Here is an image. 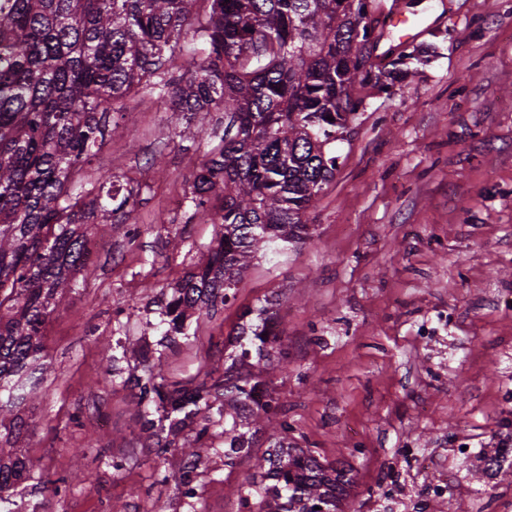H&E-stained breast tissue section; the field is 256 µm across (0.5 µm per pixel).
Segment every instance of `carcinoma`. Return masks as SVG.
Listing matches in <instances>:
<instances>
[{
    "label": "carcinoma",
    "instance_id": "obj_1",
    "mask_svg": "<svg viewBox=\"0 0 512 512\" xmlns=\"http://www.w3.org/2000/svg\"><path fill=\"white\" fill-rule=\"evenodd\" d=\"M0 0V428L40 384L42 329L85 265L90 226L124 224L140 187L86 166L112 140L134 90L166 105L171 125L216 119L224 128L194 174V214L220 226L207 263L172 288L163 339L217 310L260 251L310 237L307 214L338 169L336 142L358 110L355 86L387 91L430 58L414 46L372 74L380 34L364 0ZM182 61L183 74L172 69ZM332 120H327V117ZM273 302L245 308L224 374L169 381L157 363L121 384L139 396L135 440L158 458L196 510L201 453L179 452L186 431L224 438V465L251 454L253 431L279 414L267 377L288 367ZM288 417L242 484L246 512H342L348 471L288 442ZM181 453L177 470L165 469ZM35 479L22 450L0 457V501Z\"/></svg>",
    "mask_w": 512,
    "mask_h": 512
}]
</instances>
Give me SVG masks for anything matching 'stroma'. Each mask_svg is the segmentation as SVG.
Returning <instances> with one entry per match:
<instances>
[{
  "instance_id": "1",
  "label": "stroma",
  "mask_w": 512,
  "mask_h": 512,
  "mask_svg": "<svg viewBox=\"0 0 512 512\" xmlns=\"http://www.w3.org/2000/svg\"><path fill=\"white\" fill-rule=\"evenodd\" d=\"M420 14L433 26L417 40L430 63L388 91L358 86L361 104L340 165L309 213L302 245L255 260L234 299L199 320L196 336L163 343L155 325L169 288L208 258L217 225L173 210L172 198L216 145L211 128L177 136L158 104L131 93L129 112L88 176L110 170L131 178L166 141L163 170L150 173L128 223L91 234L96 256L76 275L43 329L45 370L37 398L16 408L20 448L44 478L92 471L94 484L70 483L49 496L27 482L17 512H184L175 483L159 484L152 453L113 474L88 442L118 452L136 431L134 391L113 374H140L161 360L165 375L189 380L224 372V341L242 307L278 300L288 368L269 389L297 427L301 448L352 470L344 512H498L512 485L475 482L455 439L481 449L502 434L512 380V0H376ZM137 229L136 244L127 234ZM123 341L109 364L106 344ZM259 432L235 466L203 452L201 512H239L233 486L256 472L272 442ZM420 449L407 467L403 448ZM394 466L402 495L387 502L384 472ZM441 499L427 498L432 480Z\"/></svg>"
}]
</instances>
